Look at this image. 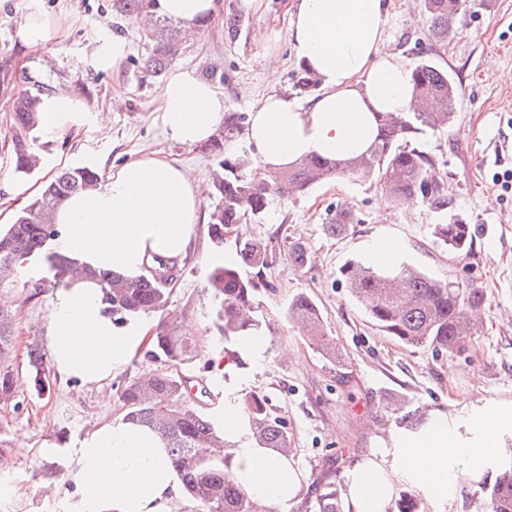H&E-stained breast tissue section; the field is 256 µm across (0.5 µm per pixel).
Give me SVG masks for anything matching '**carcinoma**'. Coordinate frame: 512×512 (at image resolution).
<instances>
[{"instance_id":"carcinoma-1","label":"carcinoma","mask_w":512,"mask_h":512,"mask_svg":"<svg viewBox=\"0 0 512 512\" xmlns=\"http://www.w3.org/2000/svg\"><path fill=\"white\" fill-rule=\"evenodd\" d=\"M434 29L445 38L462 0H423ZM112 13L139 24L152 42L143 58L146 74L160 77L180 54L178 22L148 12L147 0H111ZM413 97L417 108L404 113L378 112V134L364 153L352 158L310 156L286 170H267L258 166L247 152L219 161L220 171L213 178L216 203L209 214L208 237L216 252H221L226 235L247 217L261 216L270 196L292 197L313 185L339 177L357 181L374 178L382 183L390 204L406 205L421 200L436 211L448 208V186L434 179V159L411 145V138L424 128L442 130L453 121L460 93L457 82L445 70L426 61L413 71ZM42 98L29 91L18 93L12 101L11 134L16 171L26 175L41 164L31 152L24 136L40 123ZM246 116L232 112L224 118V128L209 147L217 155L235 141L244 129ZM99 173L89 167L64 169L17 216L9 230L0 236V288L14 285L27 264L42 258L58 279L72 270L68 259L49 249L56 236L50 216L68 196L97 186ZM353 223L349 209H339L327 225L331 234L340 236ZM432 234L454 253L468 251L472 229L463 218L452 215L449 221L432 225ZM273 263V249L262 239L234 237L233 250L217 261L209 284L218 302L216 311L224 340L258 336L271 329L274 319L257 298L256 285L247 272L259 271ZM174 264L163 263L150 276L127 281L108 271H88L103 292L112 321L126 326L138 317L168 311ZM341 280L361 303L375 325L405 346L446 351L450 354L468 345L464 323L469 311L481 307L486 295L481 288L461 290L454 282L438 280L405 261L388 267H374L363 260H352L340 270ZM286 318L308 336L318 353L334 361L336 346L327 333L318 304L306 294L294 296L288 303ZM14 316L0 308V399L7 400L15 389L10 367L13 348ZM198 340L180 333L178 323L163 318L153 336L147 357L171 366L187 363L198 354ZM34 386L45 389L44 354L32 348L28 354ZM118 402L124 420L155 431L164 442L179 480L189 497L198 503L199 512H274L254 501L228 470V461L217 449L224 447L221 427L211 415L197 410L188 393L187 379L179 372L159 369L129 381L119 392ZM246 436L266 448L286 451L290 447L288 429L270 415L264 396L252 392L240 403ZM481 497L489 512H512V456L499 460L492 477L479 484ZM314 512H342L336 483L326 482L311 505Z\"/></svg>"}]
</instances>
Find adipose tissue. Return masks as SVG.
Masks as SVG:
<instances>
[{
  "label": "adipose tissue",
  "instance_id": "1",
  "mask_svg": "<svg viewBox=\"0 0 512 512\" xmlns=\"http://www.w3.org/2000/svg\"><path fill=\"white\" fill-rule=\"evenodd\" d=\"M221 8V0L149 4L154 14L180 22L190 37ZM386 20L384 0H291L288 40L320 92L305 107L290 96L271 94L253 109L244 137L262 166L285 168L312 154L361 153L377 135L376 113L410 110L412 68L385 53ZM67 27L36 9L16 35L28 45H55ZM87 48L89 63L108 71L122 62L128 45L122 35L95 33ZM42 108L41 133L47 138L104 112L67 85L45 96ZM157 112L167 137L197 146L213 138L224 98L211 83L177 71L163 87ZM205 192V185L175 160L139 154L107 173L95 191L74 194L60 206L54 216L58 235L50 248L78 265L138 279L159 261L186 256ZM151 329L148 322L116 326L104 311L98 285L73 282L50 306V361L58 374L99 388L133 358ZM220 421L230 443L229 471L242 489L262 505L300 500L303 475L291 457L246 439L235 405L225 406ZM507 427L512 428V406L472 407L467 438L446 413L430 414L419 431L396 436L394 460L373 454L345 470L343 512H388L403 484L422 490L431 504L447 503L449 490L471 485ZM77 464L78 512H193L163 442L147 428L122 420L96 428L82 441Z\"/></svg>",
  "mask_w": 512,
  "mask_h": 512
}]
</instances>
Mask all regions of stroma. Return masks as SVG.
<instances>
[{
  "label": "stroma",
  "instance_id": "stroma-1",
  "mask_svg": "<svg viewBox=\"0 0 512 512\" xmlns=\"http://www.w3.org/2000/svg\"><path fill=\"white\" fill-rule=\"evenodd\" d=\"M221 19L184 40L176 70L209 81L224 96L225 112L250 113L259 100L278 93L305 104L317 88L300 92L301 77L286 31L288 0H261L245 10L241 0H223ZM56 16L69 10L78 18L55 47L21 44L15 32L33 9ZM237 16L236 35H228L227 16ZM120 34L129 52L112 72H97L84 56L89 32ZM386 52L417 65L433 61L449 71L461 91V106L443 130H425L415 145L435 159V171L448 187L449 214L465 218L473 232L469 252L449 253L431 235L442 214L422 202L393 206L378 183L336 179L291 198L272 196L261 217L243 219V234L273 247L274 262L254 274L258 296L275 320L264 333L265 347L241 355L237 342L225 341L216 326L208 273L214 250L206 224H197L185 258L170 283L168 310L179 323H194L200 354L181 365L190 377L195 406L218 415L229 400L257 391L268 399L272 416L283 420L294 461L306 487L301 501L277 512H306L322 480L342 482L346 468L372 453L392 458L399 427L389 409L391 397L416 411H443L464 419L465 406L512 405V0H464L448 37H438L422 0H389ZM146 52L137 24L118 19L110 0H0V201L28 204L6 178L15 171L9 131L14 95L22 90L50 94L67 84L90 101H122L105 120L76 135L52 141L30 136L31 151L44 163L67 160L101 172L117 170L130 150L157 151L182 162L191 178L210 183L219 159L206 146L188 147L165 136L154 112L164 78H143ZM281 63L278 83H270L264 54ZM249 88L250 98L240 96ZM350 209L352 224L341 236L328 233L336 209ZM304 245L306 266H293L290 243ZM397 249L402 259L430 276L451 280L460 289L481 288L487 301L474 319L467 350L435 353L407 347L379 332L340 280L349 260L370 255L374 246ZM14 298L15 347L11 367L13 396L0 400V512H76L74 483L78 449L95 428L121 417L117 394L143 369L160 362L137 352L102 389L87 388L47 368L46 389L33 385L27 351L47 348V320L61 286L42 261H32L8 290ZM299 293L319 305L339 362L323 358L307 336L289 324L285 312ZM26 454H18V447Z\"/></svg>",
  "mask_w": 512,
  "mask_h": 512
}]
</instances>
